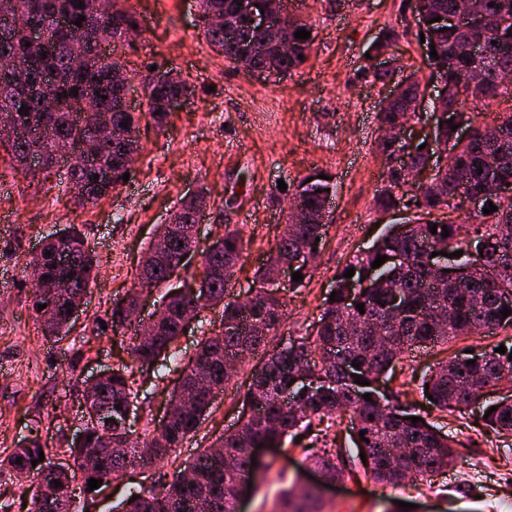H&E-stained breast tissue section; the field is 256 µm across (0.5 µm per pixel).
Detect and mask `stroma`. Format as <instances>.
<instances>
[{
  "mask_svg": "<svg viewBox=\"0 0 512 512\" xmlns=\"http://www.w3.org/2000/svg\"><path fill=\"white\" fill-rule=\"evenodd\" d=\"M128 5L141 29L131 61L143 69L178 70L193 93L169 112L162 128L143 127V149L128 180L94 207L75 208L59 174L34 176L0 162V214L11 217L0 223V459L36 424L52 461H63L83 423L80 388L124 356L113 331L101 324L109 320L113 300L137 286L142 251L186 191L201 187L208 195L200 247L228 225L241 234L243 250L227 294L235 300L251 289L281 231L278 182H296L315 169L333 176L337 192L307 274L281 286L286 315L276 338L282 343L314 333L337 272L376 244L387 225L403 220L374 202L384 169L376 115L388 88L355 74L366 52L387 35V52L403 73L426 78L411 5L306 0L299 15L312 26L313 49L297 70L270 80L246 74L211 49L201 31L198 0H129ZM69 224L78 225L95 250L99 278L70 334L50 338L32 313V285L23 266L45 237ZM508 339L510 329L463 336L445 347L413 351L389 370L386 385L458 443L453 465L430 482L384 487L356 464L341 482L322 486L309 457L326 446L352 447L344 416L284 449H259L261 462L271 469L241 500L239 512H276L283 489L300 493L309 485L319 489L322 512H404L406 502L413 512H512V436L486 428L481 406L445 413L421 394L422 380L447 355L488 352ZM250 369L243 364L218 393L197 435L180 448V461L192 460L208 441L236 428ZM161 474L158 468L134 470L93 498L77 496L75 512H112L130 484L149 486Z\"/></svg>",
  "mask_w": 512,
  "mask_h": 512,
  "instance_id": "stroma-1",
  "label": "stroma"
}]
</instances>
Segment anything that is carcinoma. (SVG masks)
Returning <instances> with one entry per match:
<instances>
[{
  "label": "carcinoma",
  "instance_id": "1",
  "mask_svg": "<svg viewBox=\"0 0 512 512\" xmlns=\"http://www.w3.org/2000/svg\"><path fill=\"white\" fill-rule=\"evenodd\" d=\"M84 5H78V2ZM6 11L19 14L34 26L51 31L52 39L45 49L25 46L26 28L7 33L0 30V118H11L26 125L28 115L41 117L38 134L22 133L4 145L11 162L28 167L34 155L69 154L64 161L75 202L85 208L94 206L112 193L115 183L129 172L140 150L137 139L114 142L100 140L92 131L94 114L100 109L111 112L112 125L127 124L140 131L143 113L125 105V93L114 80L118 73H134L122 58L133 49L126 33L137 20L128 0H5ZM430 18L454 12L458 0H424ZM65 5L71 16L68 30L54 26L53 14ZM481 20L460 31H441L433 22L424 31L425 46L435 47L436 63L447 70L446 105L452 108L447 121L436 131V139L448 140L451 126L465 123L474 127L473 138L462 144L448 159V168L434 179L443 185L439 193L421 185L408 184L407 171L396 166L384 167L387 186L378 191L375 205L383 210L407 199L417 211V223L393 224L378 241L376 248L345 269L355 268L353 279L367 281L366 292L352 301L346 293L344 272L336 274L335 301H325L314 337L291 339L288 345H271L274 330L285 316L280 289L271 286L275 263L286 260L294 271L305 272V253L312 252L315 239L325 234L316 215L336 192L334 180L319 178L314 170L288 186L287 195L295 197L307 219L301 224H284L274 244L269 264L256 271L253 296L243 301L225 300L240 258L242 238L235 230L225 229L204 251L202 269L189 267L183 259L184 248L193 238L196 224V202L183 198L174 207V227L159 225L158 239L166 248L158 250L151 243L142 255L149 276L138 280V286L126 297L112 303V330L127 343L132 364L144 371L168 367V354L182 331L184 309L194 304L199 310L222 307L224 328L205 333L198 342L194 358L182 369L180 384L168 394L171 404L169 419L162 429H150L154 422L147 399L139 396V387L128 365H118L86 398L88 406L103 412V417L89 429L91 441L69 445L67 456L75 467L55 469L48 449L41 444L38 431L31 430L26 444H17L11 454L0 461V473L6 471L18 481L30 477L40 481L50 477L66 488L79 479L88 490V480L106 478L107 483L126 476L135 468H152L162 462L173 467L164 474L158 488L143 486L129 491L136 500L123 503L121 512H236L239 487L253 478L249 449L263 444L275 448L287 435L311 431L332 420L338 413L350 417L352 430L364 433L368 441L356 438L355 445L370 449L369 468L365 474L378 483L398 485L407 480L428 481L453 462V441L428 421L416 423V409L403 404L399 394L390 388L379 391L377 383L393 363L419 345L448 343L461 336H481L489 325L512 329V314L502 317V297L512 296V197L488 193L498 210L490 213L467 212L457 199V188L465 183L476 190L486 189L484 175L478 168L492 155L501 159L500 175L512 180V81L503 82L501 73L512 72V23L504 26L505 17L512 18V0H481ZM202 32L210 47L232 64H239L237 47L224 39V28L212 25L219 15L228 19L241 37L255 46L247 60L250 68L271 71L299 68L308 58L313 38L296 40L295 50L288 56L277 53L270 33L249 29L236 14L234 0H201ZM85 16L81 26L74 25ZM303 58H298V55ZM480 75L473 85L469 75ZM77 93H71V90ZM419 86L403 91L399 101L388 112L377 114L380 127H394L406 115L405 109L417 96ZM192 93L191 85L181 78L155 87L147 96L148 116L162 127L168 111L164 104ZM499 104L509 102L493 123L478 121L475 110L467 103ZM109 169L112 182L103 184L93 179L92 169ZM474 224V235L463 236L462 224ZM437 226V233L430 227ZM449 236H441L442 228ZM484 248L486 262L494 271L489 277L482 270L469 269L470 248ZM447 253L462 251L452 257L449 271H433L423 260L425 249ZM395 252L403 256L396 265L388 261L372 268L377 256ZM179 267L185 278L197 284L189 292L174 291L168 271ZM33 296L32 310L46 336H66L73 327L68 309L86 297L88 288L98 275V260L78 227L70 224L60 230L56 240L48 241L44 252L26 259ZM69 282L57 288V281ZM159 288L163 314L148 335L134 330L129 310L143 295ZM399 311L390 312L387 304L395 293ZM364 304L360 313L356 303ZM46 308L40 310L38 305ZM512 343L506 353L491 351L456 356L438 364L427 379L430 401L435 407L461 410L481 391H489L504 380L512 382ZM260 357L251 372L241 405L244 416L233 432L216 438L200 449L187 466L178 463L177 449L184 440L199 431L211 407L210 390H222L232 375L231 366L242 358ZM475 364H466V361ZM360 364L359 368L352 363ZM304 368L317 379L316 386L300 391L293 385V372ZM370 382L368 386L355 379ZM368 393L371 400L363 398ZM484 410L497 407L485 423L494 431L512 436V401L484 400ZM133 420L127 421L128 409ZM44 452V460L31 461ZM90 454L97 457L96 468L82 469V461ZM347 450L324 448L313 457L315 467L333 478L344 475ZM22 463H16L17 458ZM315 495L306 493L300 500L285 494L280 512H318ZM27 512H72V499L61 494L39 498L38 489L30 496Z\"/></svg>",
  "mask_w": 512,
  "mask_h": 512
}]
</instances>
